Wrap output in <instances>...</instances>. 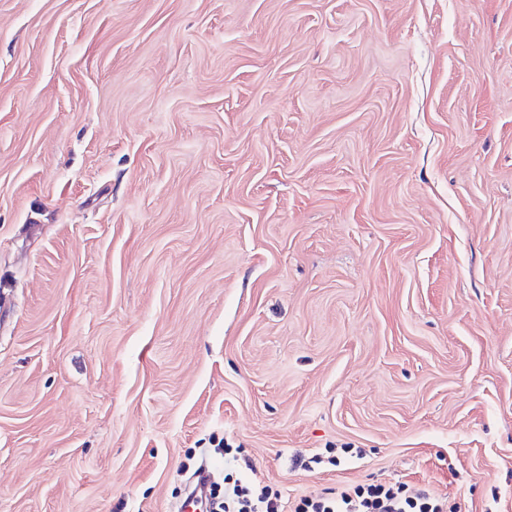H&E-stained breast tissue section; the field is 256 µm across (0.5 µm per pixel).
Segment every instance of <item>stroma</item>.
<instances>
[{"label": "stroma", "mask_w": 512, "mask_h": 512, "mask_svg": "<svg viewBox=\"0 0 512 512\" xmlns=\"http://www.w3.org/2000/svg\"><path fill=\"white\" fill-rule=\"evenodd\" d=\"M203 464L512 512V0H0V512Z\"/></svg>", "instance_id": "35a3bbf8"}]
</instances>
